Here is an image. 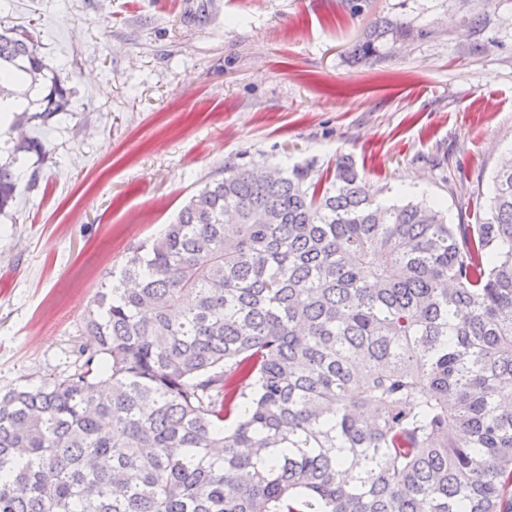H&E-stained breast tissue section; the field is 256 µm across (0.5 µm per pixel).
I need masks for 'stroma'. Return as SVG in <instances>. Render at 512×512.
Instances as JSON below:
<instances>
[{"label":"stroma","instance_id":"35a3bbf8","mask_svg":"<svg viewBox=\"0 0 512 512\" xmlns=\"http://www.w3.org/2000/svg\"><path fill=\"white\" fill-rule=\"evenodd\" d=\"M382 18L407 36L354 59ZM0 27L73 92L0 215L2 392L74 373L101 282L225 162L347 157L471 224L512 154V0H0Z\"/></svg>","mask_w":512,"mask_h":512}]
</instances>
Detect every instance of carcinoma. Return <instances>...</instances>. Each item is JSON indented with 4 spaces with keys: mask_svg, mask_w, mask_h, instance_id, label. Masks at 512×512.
<instances>
[{
    "mask_svg": "<svg viewBox=\"0 0 512 512\" xmlns=\"http://www.w3.org/2000/svg\"><path fill=\"white\" fill-rule=\"evenodd\" d=\"M10 97L0 215L72 107L15 29ZM257 172L224 163L101 283L74 373L0 394V512H512V159L476 224L347 160Z\"/></svg>",
    "mask_w": 512,
    "mask_h": 512,
    "instance_id": "1",
    "label": "carcinoma"
}]
</instances>
